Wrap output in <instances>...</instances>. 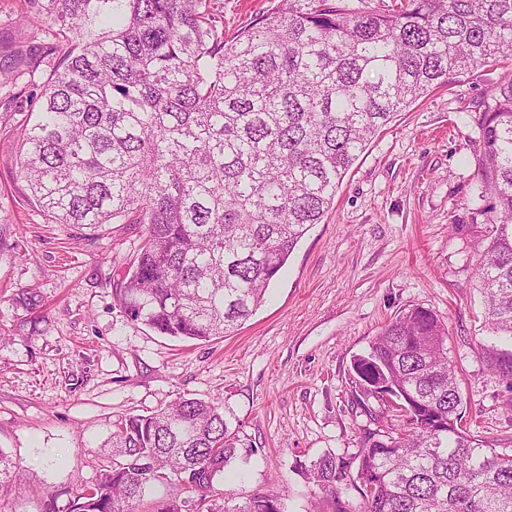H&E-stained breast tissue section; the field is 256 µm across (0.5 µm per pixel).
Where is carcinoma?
I'll list each match as a JSON object with an SVG mask.
<instances>
[{"label":"carcinoma","instance_id":"cac0c4a2","mask_svg":"<svg viewBox=\"0 0 512 512\" xmlns=\"http://www.w3.org/2000/svg\"><path fill=\"white\" fill-rule=\"evenodd\" d=\"M50 42L19 55L40 101L16 176L55 224H140L116 296L160 334L209 342L271 283L393 116L481 67L505 68L471 116L496 225L478 245L485 322L512 340V0H278L228 37L215 0H29ZM448 329L415 307L352 363L369 419L353 454L299 464L331 512H512V454L463 430ZM512 380V350L490 356ZM108 460L68 512H285L272 490L222 492L257 453L219 404L181 397L122 418ZM174 475L190 496L160 493ZM0 448V490L20 488ZM359 505L349 507L344 491Z\"/></svg>","mask_w":512,"mask_h":512}]
</instances>
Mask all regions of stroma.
<instances>
[{"instance_id":"obj_1","label":"stroma","mask_w":512,"mask_h":512,"mask_svg":"<svg viewBox=\"0 0 512 512\" xmlns=\"http://www.w3.org/2000/svg\"><path fill=\"white\" fill-rule=\"evenodd\" d=\"M25 0H0V71L49 40ZM484 67L398 112L346 174L299 242L265 304L233 335L205 343L131 320L118 279L138 224H51L27 201L15 163L28 111L0 87V448L21 469L7 512H39L45 490H75L105 463L122 417L179 397L214 400L258 451L220 487L275 491L287 512H324L297 471L355 451L367 423L352 404V361L414 307L448 328L471 431L512 454V386L487 364L494 340L475 287L476 244L491 225L475 171L470 112L499 79ZM36 294L38 309L21 297Z\"/></svg>"}]
</instances>
